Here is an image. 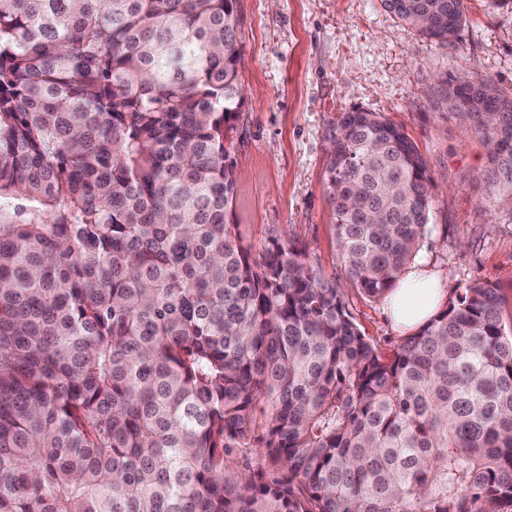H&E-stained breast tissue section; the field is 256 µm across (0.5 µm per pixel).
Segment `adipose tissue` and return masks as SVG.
<instances>
[{
  "mask_svg": "<svg viewBox=\"0 0 512 512\" xmlns=\"http://www.w3.org/2000/svg\"><path fill=\"white\" fill-rule=\"evenodd\" d=\"M446 292L440 280L421 265H413L399 288L387 301L395 325L404 332L414 331L432 318L445 302Z\"/></svg>",
  "mask_w": 512,
  "mask_h": 512,
  "instance_id": "1",
  "label": "adipose tissue"
}]
</instances>
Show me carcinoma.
Here are the masks:
<instances>
[{
    "instance_id": "obj_1",
    "label": "carcinoma",
    "mask_w": 512,
    "mask_h": 512,
    "mask_svg": "<svg viewBox=\"0 0 512 512\" xmlns=\"http://www.w3.org/2000/svg\"><path fill=\"white\" fill-rule=\"evenodd\" d=\"M447 43L464 0H381ZM237 0H0V512H512V322L457 291L391 352L305 251L226 223ZM451 76L512 219V96ZM329 199L349 280L416 256L432 179L345 112ZM269 407L258 424V402Z\"/></svg>"
}]
</instances>
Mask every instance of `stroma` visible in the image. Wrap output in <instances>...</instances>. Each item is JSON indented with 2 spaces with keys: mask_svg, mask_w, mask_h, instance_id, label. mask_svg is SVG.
Masks as SVG:
<instances>
[{
  "mask_svg": "<svg viewBox=\"0 0 512 512\" xmlns=\"http://www.w3.org/2000/svg\"><path fill=\"white\" fill-rule=\"evenodd\" d=\"M456 37L443 44L399 20L380 0H238L244 103L225 146L236 181L227 212L260 260L270 242L305 247L315 274L342 290L347 311L380 348L401 338L385 300L351 287L328 195L329 139L360 107L400 127L435 185L419 259L448 292L495 284L512 313V224L476 173L481 139L436 106L440 82L468 73L512 94V0H465Z\"/></svg>",
  "mask_w": 512,
  "mask_h": 512,
  "instance_id": "stroma-1",
  "label": "stroma"
}]
</instances>
